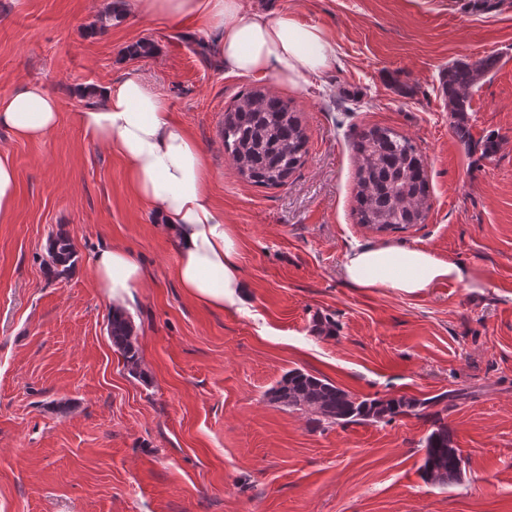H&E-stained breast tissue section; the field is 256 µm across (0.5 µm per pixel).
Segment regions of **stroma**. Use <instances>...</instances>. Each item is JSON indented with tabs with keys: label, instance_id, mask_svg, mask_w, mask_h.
<instances>
[{
	"label": "stroma",
	"instance_id": "stroma-1",
	"mask_svg": "<svg viewBox=\"0 0 512 512\" xmlns=\"http://www.w3.org/2000/svg\"><path fill=\"white\" fill-rule=\"evenodd\" d=\"M110 0H0V95L40 85L57 125L27 141L0 129L18 191L0 219V512H512V0H251L323 29L333 66L307 83L227 73L213 31L128 13ZM141 42L150 54L129 55ZM494 53L461 141L440 75ZM137 73L207 154L211 191L240 244L245 305L190 299L177 253L122 160L91 142L85 89ZM291 99L308 136L279 188L242 178L224 153V112L243 92ZM413 138L427 161L425 223L358 224L353 143L365 129ZM493 152H485L486 144ZM76 265L48 281L58 231ZM421 247L465 271L420 294L353 287L354 248ZM149 279L129 314L144 377L107 332V298L86 274L104 244ZM336 323L333 336L316 318ZM299 369L358 397L465 391L443 416L464 458L456 483L419 471L428 418L317 427L270 401Z\"/></svg>",
	"mask_w": 512,
	"mask_h": 512
}]
</instances>
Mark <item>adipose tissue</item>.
I'll use <instances>...</instances> for the list:
<instances>
[{
	"instance_id": "1",
	"label": "adipose tissue",
	"mask_w": 512,
	"mask_h": 512,
	"mask_svg": "<svg viewBox=\"0 0 512 512\" xmlns=\"http://www.w3.org/2000/svg\"><path fill=\"white\" fill-rule=\"evenodd\" d=\"M137 12L177 21L194 18L218 33L225 70L272 77L296 85L329 69L334 44L314 25L288 14L246 7L244 0H126ZM92 104L78 116L91 141L120 157L129 186L157 217L178 253L172 274L187 296L216 309L243 305L246 283L240 247L209 190L211 173L200 145L173 121L160 94L134 74L92 89ZM59 118L56 98L34 84L0 96V129L20 140H38ZM89 274L112 307L125 309L144 287L146 271L126 248L108 245L91 256ZM344 276L357 288H390L415 294L464 272L430 250L388 243L353 249Z\"/></svg>"
}]
</instances>
